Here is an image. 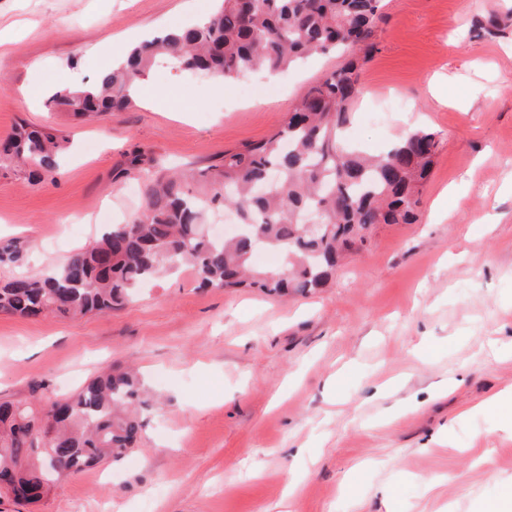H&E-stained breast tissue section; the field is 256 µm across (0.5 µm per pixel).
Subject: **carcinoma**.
Segmentation results:
<instances>
[{
    "label": "carcinoma",
    "mask_w": 512,
    "mask_h": 512,
    "mask_svg": "<svg viewBox=\"0 0 512 512\" xmlns=\"http://www.w3.org/2000/svg\"><path fill=\"white\" fill-rule=\"evenodd\" d=\"M197 23L130 46L91 83L52 94L50 103L77 118L123 110L155 67L209 76L278 74L313 54L338 50L344 62L310 86L284 125L267 139L224 151L205 169L167 173L147 153H131L119 175L139 176L143 203L125 224H112L92 246L69 253L40 277L0 285V312L32 318L110 313L162 274L192 270L200 288H258L270 295L323 287L343 253L359 249L375 224L418 221L421 187L438 149L436 134L414 129L386 153L346 150L341 132L360 94L361 62L382 19V0H214ZM69 139L55 130L17 126L0 139V162L39 178L53 174ZM200 182L198 190L190 183ZM233 208L263 247L284 264H252L253 240L215 239L210 214ZM322 214L323 227L303 217ZM134 373L108 369L69 399L0 402V491H27L39 503L60 477L133 449L146 406Z\"/></svg>",
    "instance_id": "cac0c4a2"
}]
</instances>
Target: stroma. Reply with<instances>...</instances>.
I'll use <instances>...</instances> for the list:
<instances>
[{"mask_svg": "<svg viewBox=\"0 0 512 512\" xmlns=\"http://www.w3.org/2000/svg\"><path fill=\"white\" fill-rule=\"evenodd\" d=\"M212 0H0V137L18 124L69 134L54 181L0 170V281L61 265L128 222L133 149L205 168L268 138L334 53L238 80L159 68L127 111L80 121L48 102L143 37ZM343 135L369 153L434 131L420 220L376 226L327 287L288 299L164 275L122 310L78 318L0 313V399L61 398L106 366L139 371L153 402L136 448L0 512H479L512 483V430L484 403L512 391V0H384ZM441 82L452 96L439 103ZM28 85L23 97L18 85ZM449 218L432 209L444 188Z\"/></svg>", "mask_w": 512, "mask_h": 512, "instance_id": "stroma-1", "label": "stroma"}]
</instances>
